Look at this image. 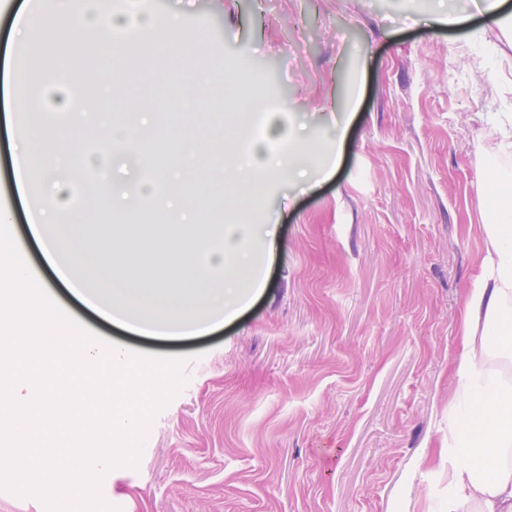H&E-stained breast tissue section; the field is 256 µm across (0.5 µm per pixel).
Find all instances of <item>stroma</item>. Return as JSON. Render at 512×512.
<instances>
[{"label": "stroma", "instance_id": "obj_1", "mask_svg": "<svg viewBox=\"0 0 512 512\" xmlns=\"http://www.w3.org/2000/svg\"><path fill=\"white\" fill-rule=\"evenodd\" d=\"M437 0H124V17L176 18L197 41L170 56L157 30L138 67L113 81L110 65L79 64L106 54L94 27H42L24 53L54 127L50 149L79 175V219L88 251L94 224L133 237L124 264L185 302L204 283L169 270L164 245L176 227L139 202L142 175L170 164L181 132L193 133L201 164L191 174L204 203L197 222L213 232L233 217L217 173L218 142L246 138L226 128L240 100L290 127L329 141L336 96H356L342 161L314 190L276 176L256 202L260 224L277 227L273 256L258 255L267 285L234 321L205 336L165 340L119 335L76 300L37 249L11 173L0 127V208L32 269L59 305L107 340L156 355H183L187 383L156 415L137 467L102 479L120 512H441L448 470L438 451L448 438L451 366L463 296L487 255L481 210L483 167L512 172V155L486 131L512 120V60L483 55L495 34L472 26L436 28ZM211 95L197 92L199 62ZM67 85L45 83L49 69ZM158 74L148 83L145 72ZM107 86L109 123L137 96L154 114L155 136L132 153L89 165L104 133L74 126L60 102L67 87Z\"/></svg>", "mask_w": 512, "mask_h": 512}]
</instances>
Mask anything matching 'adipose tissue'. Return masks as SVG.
Segmentation results:
<instances>
[{
	"label": "adipose tissue",
	"instance_id": "1",
	"mask_svg": "<svg viewBox=\"0 0 512 512\" xmlns=\"http://www.w3.org/2000/svg\"><path fill=\"white\" fill-rule=\"evenodd\" d=\"M26 9L11 24L19 40H32L47 23L67 20L72 27L95 26L101 38H108L117 16L112 0H98L87 7L84 0H55L54 14H44L40 0H25ZM164 28L167 38L159 52L178 53L190 40L173 20L150 16L131 29L120 53L122 66H129L134 47L148 30ZM50 128L41 127L11 145L13 174L17 187L34 192V171L52 177L55 187H63L57 174L62 168L58 153L43 149ZM346 135L337 126L329 147L313 138L280 133L281 155H267L263 141H253L246 157H234L223 168L225 192L237 196L241 216L223 226L214 241L189 233L169 240L167 252L172 270L185 269L199 281L221 278L224 291L206 309L163 301L147 281H133L119 269L118 261L130 246L124 237L112 243L111 258L88 260L78 245L73 225L55 222L45 207H28L29 229L47 261L69 286H76L82 271L93 272L100 287L82 289V296L101 306L114 324L144 336H178L188 328H204L214 320L233 318L264 288L265 281L250 266L253 244H262L266 253L276 248V234L270 225L254 223L251 200L260 194L267 176L288 173L305 177L309 167H317L322 177H330L340 159ZM489 188L486 204L487 256L461 310L459 353L452 365L456 392L448 403V444L440 459L448 465V498L444 512H512V385L493 377L494 357L490 337L512 334V181L494 168L483 171Z\"/></svg>",
	"mask_w": 512,
	"mask_h": 512
}]
</instances>
